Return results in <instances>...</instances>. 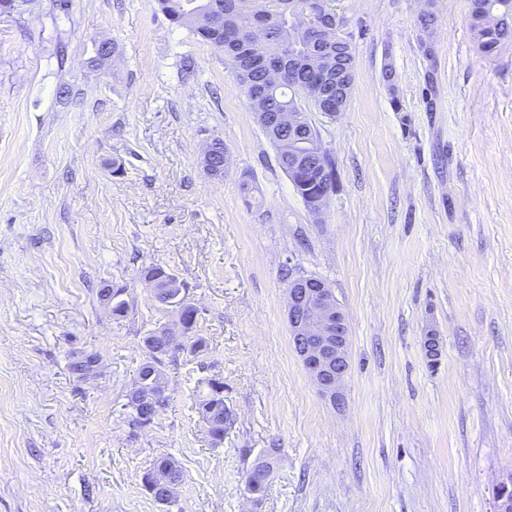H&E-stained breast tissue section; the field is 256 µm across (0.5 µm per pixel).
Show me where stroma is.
Segmentation results:
<instances>
[{
	"label": "stroma",
	"instance_id": "35a3bbf8",
	"mask_svg": "<svg viewBox=\"0 0 512 512\" xmlns=\"http://www.w3.org/2000/svg\"><path fill=\"white\" fill-rule=\"evenodd\" d=\"M52 3L0 13V512H495L512 473V40L482 54L470 0H432L428 37L423 0H326L355 66L345 112L301 102L336 169L316 215L223 50L156 0ZM215 137L221 179L200 163ZM152 264L188 283L208 348L167 363L168 405L139 428L142 339L168 318L139 279ZM292 276L326 281L346 316L343 410L293 349ZM91 354L92 379L70 371ZM213 378L233 419L216 447L197 410ZM269 448L256 506L246 477ZM163 457L182 472L168 504L143 485ZM127 290L126 286L107 285L101 291V302L104 307L117 318L124 317L126 310V302L121 299L124 292Z\"/></svg>",
	"mask_w": 512,
	"mask_h": 512
}]
</instances>
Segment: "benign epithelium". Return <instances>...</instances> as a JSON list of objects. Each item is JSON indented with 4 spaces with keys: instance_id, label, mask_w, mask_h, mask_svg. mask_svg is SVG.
<instances>
[{
    "instance_id": "1",
    "label": "benign epithelium",
    "mask_w": 512,
    "mask_h": 512,
    "mask_svg": "<svg viewBox=\"0 0 512 512\" xmlns=\"http://www.w3.org/2000/svg\"><path fill=\"white\" fill-rule=\"evenodd\" d=\"M305 123L299 112H278L266 122L267 131L288 126L292 135L297 136ZM152 290L153 297L162 307L174 314L171 322L158 324L153 338L144 343L150 348L154 338L182 341L194 333L199 308L192 299L190 290L182 289L176 296V303L163 300L167 288L155 278L141 276ZM287 318L293 348L314 381L319 393L327 398L337 410L346 406L345 380L350 371L348 326L340 304L326 283L315 277L300 276L288 282ZM442 341L439 333L432 330L425 337L424 350L431 362L441 355ZM153 380L146 384L136 382L130 403L141 411V426L152 423L160 403L168 397L167 375L159 370L152 372ZM148 492L158 494L166 500L174 495V485L162 478L159 471L150 468L144 474ZM498 506L496 512H508L509 498L512 497V474L501 478L496 485Z\"/></svg>"
}]
</instances>
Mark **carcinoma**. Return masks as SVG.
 Listing matches in <instances>:
<instances>
[{
    "label": "carcinoma",
    "mask_w": 512,
    "mask_h": 512,
    "mask_svg": "<svg viewBox=\"0 0 512 512\" xmlns=\"http://www.w3.org/2000/svg\"><path fill=\"white\" fill-rule=\"evenodd\" d=\"M169 20L186 25L202 41L224 50L232 74L238 80L247 99L256 92L261 98L251 103L253 112H299L297 96L318 104L336 98V60L346 63L343 74L351 79L354 51L345 39H326L322 28L334 17L325 13L323 0H278L276 9L253 6L251 23L242 16V0H209L199 8L193 0H156ZM470 29L474 41L484 53L492 52L501 43L512 39V0H470ZM275 70L277 81H267L266 73ZM279 167L288 175L294 189L306 204L316 195L312 180L320 177L329 192L336 189V173L329 157H324L327 171L321 162L313 159L311 175L288 168V135L271 138ZM157 354L139 368L138 376L148 377L156 365L162 364L160 355L176 358L183 345H169L157 341ZM198 412L206 424L211 440H222L231 424V411L224 399L209 392L198 402Z\"/></svg>",
    "instance_id": "1"
}]
</instances>
